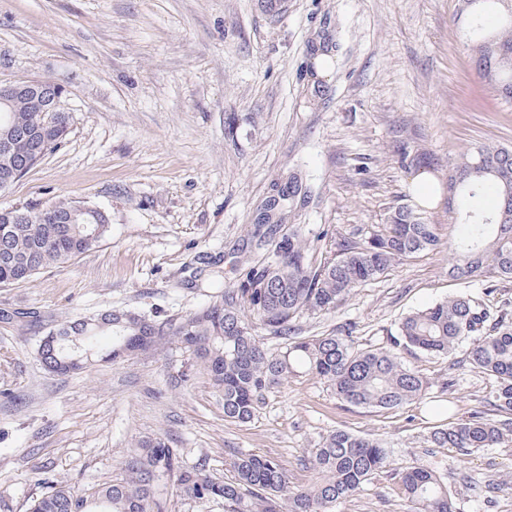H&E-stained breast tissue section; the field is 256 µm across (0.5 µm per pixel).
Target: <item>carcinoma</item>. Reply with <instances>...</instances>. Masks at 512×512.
I'll return each instance as SVG.
<instances>
[{
	"label": "carcinoma",
	"mask_w": 512,
	"mask_h": 512,
	"mask_svg": "<svg viewBox=\"0 0 512 512\" xmlns=\"http://www.w3.org/2000/svg\"><path fill=\"white\" fill-rule=\"evenodd\" d=\"M464 20L473 68L495 91L512 88V15L504 13L500 0H473ZM7 109L10 122L0 119V141L23 129L45 132L51 154L65 143L66 116L40 112L24 98L14 99ZM447 189L460 201L461 227L459 240L448 246V276L468 280L486 273L512 279V149L482 143L459 154L448 162ZM305 198L302 182L289 179L288 193L265 205L254 225L257 250L239 260L246 267L245 279L224 288L173 329L191 366L209 378L224 419L250 421L265 395L295 373L326 380L339 399L355 407L414 404L425 395L427 380L401 353L424 352L448 363L445 389L454 387L460 369L492 378L495 410L455 421L450 406L440 407L447 422L431 432L424 458L397 469L402 493L414 512H455L461 493L488 503L511 493L512 483L468 472L454 474L458 489H451L437 449L454 448L468 456L512 441V323L463 292L408 314L388 344L376 349L357 348L350 324L319 336L299 335L305 314L334 309L393 264L442 246L435 225L406 203L393 209L382 229L367 240H341L337 253L319 258L302 225L291 224L281 234L273 228ZM110 229L109 213L82 200L57 202L45 213L0 208V286L26 283L49 266L78 259ZM48 335L59 337L57 348L40 344L38 355L46 370L67 375L96 361L149 351L164 327L130 310H110L65 318ZM267 338L284 351L270 353ZM310 464L320 477L305 490L290 488L281 460L253 453L235 455L232 476L219 481L206 464L182 461L166 439L148 438L125 457L122 478L90 493L42 480L30 512H167L171 484L187 499L220 504L224 512H329L333 503L357 496L394 460L382 442L336 430L315 450Z\"/></svg>",
	"instance_id": "cac0c4a2"
}]
</instances>
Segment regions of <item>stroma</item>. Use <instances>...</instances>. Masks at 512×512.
<instances>
[{
  "label": "stroma",
  "instance_id": "stroma-1",
  "mask_svg": "<svg viewBox=\"0 0 512 512\" xmlns=\"http://www.w3.org/2000/svg\"><path fill=\"white\" fill-rule=\"evenodd\" d=\"M456 0H0V83L45 80L65 91L66 142L0 206L42 209L77 198L107 209L112 231L94 249L30 282L0 288V512H27L41 478L89 490L122 474L128 451L160 436L186 463L230 475L234 454L279 458L291 486L318 479L308 459L331 431L382 441L396 465L420 458L438 406L482 408L494 382L447 363L403 359L429 382L421 404L366 410L315 375L289 376L247 423L226 421L207 375L178 382L191 357L166 335L145 354L77 375L45 371L37 347L57 322L133 310L174 323L213 301L212 284L244 274L235 257L269 197L298 173L300 224L318 252L365 240L397 204L417 201L415 157L439 164L478 143L512 146V103L468 62ZM331 54L329 77L316 75ZM444 241L356 288L342 305L301 318L302 335L354 324L360 347L385 346L409 313L459 292L512 319V281L448 275L458 224L440 195L425 210ZM446 471L512 478V443ZM330 512H412L394 472Z\"/></svg>",
  "mask_w": 512,
  "mask_h": 512
}]
</instances>
